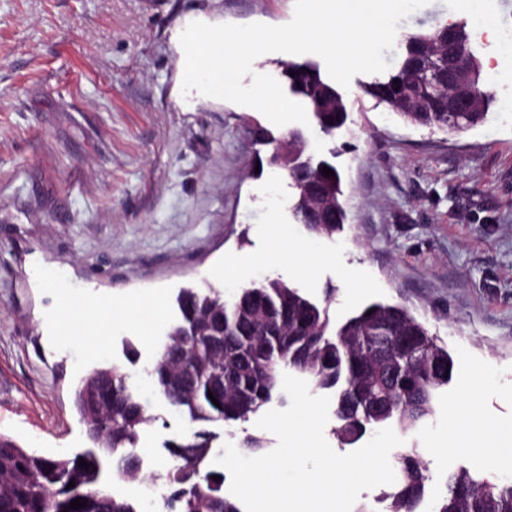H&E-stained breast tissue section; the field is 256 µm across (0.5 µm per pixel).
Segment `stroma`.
Listing matches in <instances>:
<instances>
[{"mask_svg":"<svg viewBox=\"0 0 512 512\" xmlns=\"http://www.w3.org/2000/svg\"><path fill=\"white\" fill-rule=\"evenodd\" d=\"M497 33L472 29L480 61L501 55L512 0H485ZM295 0H0V434L47 456L87 448L72 395L92 368L124 366L156 422L140 439V479L108 489L161 512L147 493L167 465L166 442L189 425L151 386L176 298L188 287L225 297L266 278L323 300L334 322L373 302L401 303L444 340L453 380L435 416L403 445L422 453L438 495L449 473L492 477L489 451L447 450L448 404L476 367L495 378L481 407L512 422V69L482 78L487 121L454 133L404 123L364 97L355 75L342 94L355 133L334 155L349 221L310 235L288 211L285 170L258 166L266 147L257 110L229 101L178 103L175 34L186 20L282 26ZM466 21L462 0H430L398 34L430 20ZM313 276L298 274L309 253ZM125 299L128 319L103 339L69 338L70 315ZM138 351L128 362V346Z\"/></svg>","mask_w":512,"mask_h":512,"instance_id":"stroma-1","label":"stroma"}]
</instances>
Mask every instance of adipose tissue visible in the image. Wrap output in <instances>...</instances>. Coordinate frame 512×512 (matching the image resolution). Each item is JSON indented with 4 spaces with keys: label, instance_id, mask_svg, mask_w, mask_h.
<instances>
[{
    "label": "adipose tissue",
    "instance_id": "obj_1",
    "mask_svg": "<svg viewBox=\"0 0 512 512\" xmlns=\"http://www.w3.org/2000/svg\"><path fill=\"white\" fill-rule=\"evenodd\" d=\"M484 369H477L460 397L448 409V447L450 450L469 448L490 449L493 470L507 471L512 467V426L492 423L480 407L485 389Z\"/></svg>",
    "mask_w": 512,
    "mask_h": 512
}]
</instances>
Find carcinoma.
Returning a JSON list of instances; mask_svg holds the SVG:
<instances>
[{
  "mask_svg": "<svg viewBox=\"0 0 512 512\" xmlns=\"http://www.w3.org/2000/svg\"><path fill=\"white\" fill-rule=\"evenodd\" d=\"M401 49L387 75L362 86L363 96L407 124L446 132L485 120L493 99L467 24L435 22L404 35ZM461 73L479 97L477 112L448 111V82ZM280 75L322 135L333 138L346 127L348 103L316 62H283ZM291 135L310 161L286 168L290 214L308 233L331 237L348 221L341 173L329 158L306 150L302 129ZM325 167L333 175L325 176ZM332 298L329 291L320 303L270 278L241 288L230 301L211 288L180 291V319L149 371L156 392L192 425L165 445L173 466L159 475L168 487L163 512H242L224 498V473L211 468L217 435L205 424L247 421L281 393L286 372L315 391L334 393L335 432L345 442L384 426L405 434L434 417L455 366L444 341L399 304L374 302L336 324ZM109 397L112 435L88 431ZM73 403L90 446L72 457L41 455L0 435V512H140L102 489L114 471L138 477L140 433L154 421L129 374L117 364L91 370ZM395 458L397 486L388 512H419L429 479L425 462L415 448H399ZM82 459L89 467L79 466ZM77 498L86 507L70 508ZM425 512H512V483L461 469L448 475L444 493Z\"/></svg>",
  "mask_w": 512,
  "mask_h": 512,
  "instance_id": "obj_1",
  "label": "carcinoma"
}]
</instances>
